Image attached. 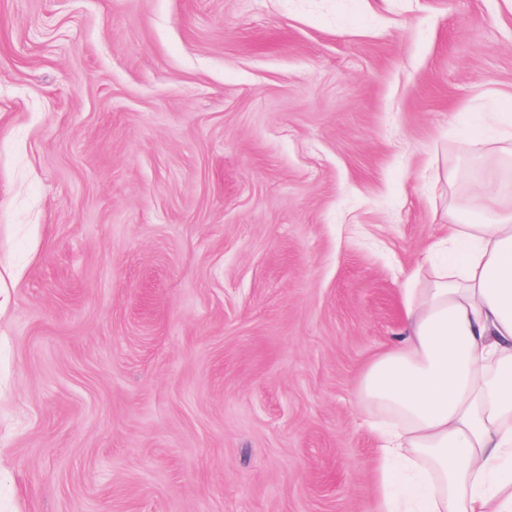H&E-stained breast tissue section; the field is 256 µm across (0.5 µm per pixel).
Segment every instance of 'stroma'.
<instances>
[{
    "mask_svg": "<svg viewBox=\"0 0 512 512\" xmlns=\"http://www.w3.org/2000/svg\"><path fill=\"white\" fill-rule=\"evenodd\" d=\"M495 96L512 0H0V512H373Z\"/></svg>",
    "mask_w": 512,
    "mask_h": 512,
    "instance_id": "1",
    "label": "stroma"
}]
</instances>
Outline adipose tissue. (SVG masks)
<instances>
[{"label":"adipose tissue","instance_id":"adipose-tissue-1","mask_svg":"<svg viewBox=\"0 0 512 512\" xmlns=\"http://www.w3.org/2000/svg\"><path fill=\"white\" fill-rule=\"evenodd\" d=\"M466 146L512 143V113L470 116ZM484 201L459 209L411 273L398 343L363 373L364 424L377 435L374 512H512V190L482 164Z\"/></svg>","mask_w":512,"mask_h":512}]
</instances>
